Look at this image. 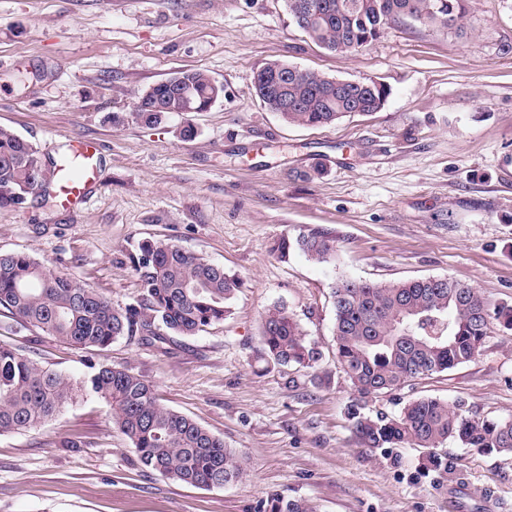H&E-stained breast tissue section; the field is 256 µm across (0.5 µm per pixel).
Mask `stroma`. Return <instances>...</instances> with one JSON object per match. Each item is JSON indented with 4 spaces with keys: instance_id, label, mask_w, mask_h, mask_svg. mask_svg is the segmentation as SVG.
I'll return each mask as SVG.
<instances>
[{
    "instance_id": "1",
    "label": "stroma",
    "mask_w": 512,
    "mask_h": 512,
    "mask_svg": "<svg viewBox=\"0 0 512 512\" xmlns=\"http://www.w3.org/2000/svg\"><path fill=\"white\" fill-rule=\"evenodd\" d=\"M464 35L408 21L348 55L316 46L287 0H0V127L57 159L74 139L101 147L97 183L63 207L54 183L0 208V254L23 252L76 276L116 307L141 291L128 259L170 239L236 275L232 314L155 347L124 337L96 351L0 315V344L76 379L89 363L150 381L165 407L244 460L233 483L195 488L139 466L94 394L36 428L0 435V512H254L272 495L317 512H512V457L448 442L447 470L418 448L367 452L332 351V284L450 277L512 307V0H471ZM279 61L390 91L366 116L306 128L268 111L255 76ZM224 86L207 111L149 128L139 94L180 70ZM121 123H114V116ZM192 124L195 135L180 134ZM327 229L336 254L312 260L281 240ZM286 305L323 353L287 380L255 361L265 311ZM465 401L512 419V329L492 323L472 362L382 394ZM76 447H67V440Z\"/></svg>"
}]
</instances>
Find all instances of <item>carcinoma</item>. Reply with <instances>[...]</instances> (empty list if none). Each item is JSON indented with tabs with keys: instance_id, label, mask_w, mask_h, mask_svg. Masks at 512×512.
Segmentation results:
<instances>
[{
	"instance_id": "carcinoma-1",
	"label": "carcinoma",
	"mask_w": 512,
	"mask_h": 512,
	"mask_svg": "<svg viewBox=\"0 0 512 512\" xmlns=\"http://www.w3.org/2000/svg\"><path fill=\"white\" fill-rule=\"evenodd\" d=\"M314 13L295 24L319 47L347 54L368 47L399 22L413 20L459 29L469 0H312ZM285 64L264 65L255 77L259 99L281 94L295 108L281 113L289 124L331 125L354 109L383 108L389 92L373 81L347 95L329 77L307 71L280 86ZM218 100L214 79L203 71H178L144 90L134 116L146 126L163 122L159 105L188 114ZM44 156L30 142L0 128V207H20L43 190ZM310 258L326 262L336 238L309 228L296 238ZM142 292L132 304L114 307L70 273L53 270L23 253L0 254V313L86 350L120 337L162 343L167 336H195L231 315L239 278L201 254L171 240H144L129 254ZM334 356L354 394L349 410L356 444L369 451L422 448L425 461L442 466L441 447L452 439L482 453L512 455V419L480 418L459 403L437 398L410 401L399 414L372 416L368 402L421 377L471 362L488 326L512 327V308H493L479 291L446 277L377 283L340 279L332 287ZM322 359L317 344L283 305L267 310L257 361L292 375ZM76 382L39 365L19 350L0 345V434L28 430L52 418L82 391L104 399L112 424L131 443L137 463L194 487H222L243 474L241 455L194 419L159 404L154 386L124 367L91 365ZM258 512H316L303 499L276 496Z\"/></svg>"
}]
</instances>
